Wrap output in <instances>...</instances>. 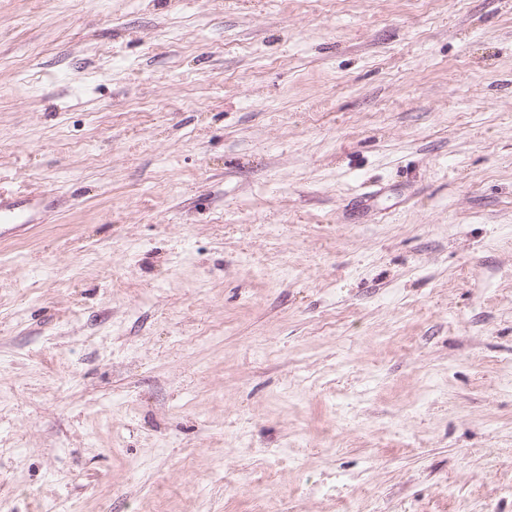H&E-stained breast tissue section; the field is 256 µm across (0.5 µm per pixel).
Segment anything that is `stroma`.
<instances>
[{"instance_id": "stroma-1", "label": "stroma", "mask_w": 512, "mask_h": 512, "mask_svg": "<svg viewBox=\"0 0 512 512\" xmlns=\"http://www.w3.org/2000/svg\"><path fill=\"white\" fill-rule=\"evenodd\" d=\"M0 187V512H512V0H0ZM59 198L53 190H45L39 197L5 192L0 188V235H15L31 230L41 213L57 208ZM2 226H7L2 229Z\"/></svg>"}]
</instances>
